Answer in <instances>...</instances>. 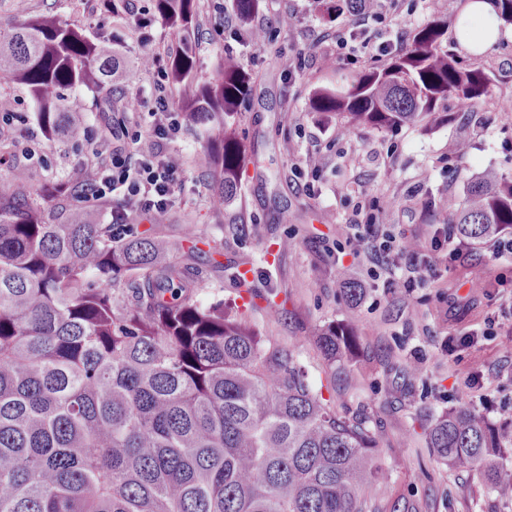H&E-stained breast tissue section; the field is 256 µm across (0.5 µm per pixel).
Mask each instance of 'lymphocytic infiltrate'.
<instances>
[{
    "label": "lymphocytic infiltrate",
    "mask_w": 512,
    "mask_h": 512,
    "mask_svg": "<svg viewBox=\"0 0 512 512\" xmlns=\"http://www.w3.org/2000/svg\"><path fill=\"white\" fill-rule=\"evenodd\" d=\"M394 21L408 26L411 14L393 8L380 11L376 0H364L359 16L348 36L336 39L337 49H345L354 40L373 48L375 56L390 54V42L372 44L367 35L368 22ZM144 63L152 75L147 96L127 100L126 122L112 135L109 151H101L96 141H88L89 159L73 169V196L85 202L88 209H109L115 239L132 235L135 222L142 215H162L174 204L179 190L180 162L171 144L185 129L182 112L175 106L168 66L163 55L153 49L144 52ZM149 106L151 121L142 125L139 109ZM150 138V150H142L143 138ZM383 211L377 201L357 206L344 218L339 230L354 254H365L369 261L367 275L378 280L381 272L397 270V287L412 291L421 286L425 274H437L446 260L444 245L453 239L452 226L425 224L420 230L396 237L382 230L379 217Z\"/></svg>",
    "instance_id": "obj_1"
}]
</instances>
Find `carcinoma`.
Here are the masks:
<instances>
[{
    "instance_id": "cac0c4a2",
    "label": "carcinoma",
    "mask_w": 512,
    "mask_h": 512,
    "mask_svg": "<svg viewBox=\"0 0 512 512\" xmlns=\"http://www.w3.org/2000/svg\"><path fill=\"white\" fill-rule=\"evenodd\" d=\"M334 19L344 4L318 0ZM176 36L171 84L187 122L210 123L202 165L218 208L236 197L246 144L239 126L250 76L231 56L198 84V0H155ZM114 49L38 18L0 34V73L24 86L51 139H76L83 116L64 87L97 86ZM489 77L448 57L445 29L420 27L413 47L344 90L320 88L316 112L386 129L439 119L450 97L471 106ZM69 177L27 188L0 176V512H379L378 431L360 412L322 402L294 354L242 316L197 299L194 269L174 246L137 232L121 241L92 214L52 204ZM512 227V180L473 181L456 235L472 242ZM315 340L331 367L359 346L328 323ZM428 445L448 466L501 493L512 438L486 417L439 416Z\"/></svg>"
}]
</instances>
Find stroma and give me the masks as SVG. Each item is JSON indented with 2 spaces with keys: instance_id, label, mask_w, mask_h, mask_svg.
<instances>
[{
  "instance_id": "1",
  "label": "stroma",
  "mask_w": 512,
  "mask_h": 512,
  "mask_svg": "<svg viewBox=\"0 0 512 512\" xmlns=\"http://www.w3.org/2000/svg\"><path fill=\"white\" fill-rule=\"evenodd\" d=\"M464 0H402L414 23L371 24L376 42L411 46L418 27L440 18L455 27ZM200 28L195 77L207 82L223 53H233L251 76L249 106L241 116L247 157L241 187L229 206L216 210L200 161L207 127L186 128L172 143L182 161L176 204L163 216L145 218L140 228L163 235L176 247L179 264L202 277L203 303L223 302L225 311H243L259 333L290 349L310 383L338 413L361 411L376 425L388 473L378 487L379 502L400 501L408 512H512V499L496 495L476 475L450 469L428 448L426 434L448 410L479 413L499 424L512 423V259L496 260L489 244L448 261L446 280H429L413 296L386 288L367 289L346 301L337 283L342 274L366 266L338 241L337 223L364 199L386 204L385 223L394 231L419 224H450L468 181L492 175L512 180V38L471 55L456 39L448 52L458 64L484 70L491 79L486 96L464 112L454 102L446 117L392 129L345 124L312 112L321 86L345 87L361 72L385 67L389 57L358 54L345 63L332 36L346 33L351 15L328 21L315 0H260L265 14H296L297 24L278 31L262 49L249 41L217 34L208 0H198ZM54 17L91 41L114 42L118 74L112 84L63 90L68 107L86 115V128L101 133L124 117L123 102L146 91L149 72L140 70V32L128 12L96 13L93 0H0V31L26 20ZM327 35L328 56L292 74L297 53L310 54ZM18 121L0 127V175L34 184L64 177L89 157L85 139L49 140L26 90L0 80V114ZM34 160H25V152ZM319 166L314 194L300 185L308 160ZM251 264L249 291L254 305L241 309L236 279L225 265ZM483 287H473L475 279ZM352 325L365 350L330 369L313 335L329 322Z\"/></svg>"
}]
</instances>
